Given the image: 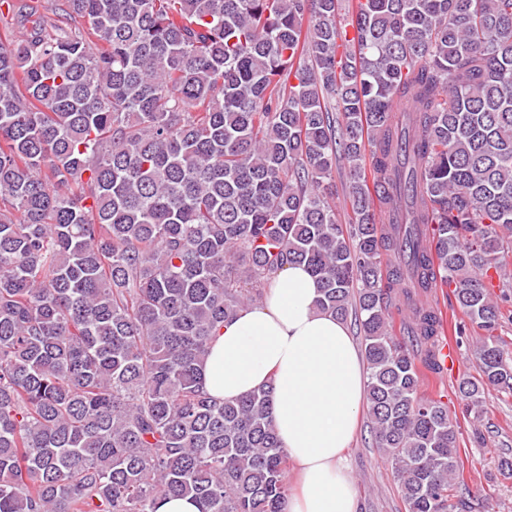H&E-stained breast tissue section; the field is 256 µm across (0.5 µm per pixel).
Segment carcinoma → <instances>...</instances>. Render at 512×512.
<instances>
[{"mask_svg":"<svg viewBox=\"0 0 512 512\" xmlns=\"http://www.w3.org/2000/svg\"><path fill=\"white\" fill-rule=\"evenodd\" d=\"M0 0V512H282L271 392L211 398L213 331L305 265L354 315L405 512H467L436 371L512 249V0ZM343 167L355 220L332 191ZM404 310L407 336L390 309Z\"/></svg>","mask_w":512,"mask_h":512,"instance_id":"obj_1","label":"carcinoma"}]
</instances>
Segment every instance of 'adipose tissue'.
<instances>
[{
	"label": "adipose tissue",
	"instance_id": "1",
	"mask_svg": "<svg viewBox=\"0 0 512 512\" xmlns=\"http://www.w3.org/2000/svg\"><path fill=\"white\" fill-rule=\"evenodd\" d=\"M319 297L303 266L274 275L263 306L240 309L216 331L203 387L224 402L272 390L275 428L298 471L283 512H356L344 450L367 378L346 324L320 310Z\"/></svg>",
	"mask_w": 512,
	"mask_h": 512
}]
</instances>
